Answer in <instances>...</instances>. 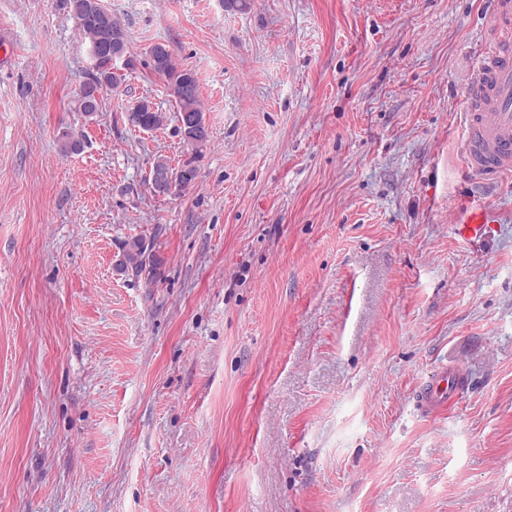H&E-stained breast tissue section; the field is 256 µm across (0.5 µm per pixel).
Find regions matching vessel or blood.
<instances>
[{
    "mask_svg": "<svg viewBox=\"0 0 512 512\" xmlns=\"http://www.w3.org/2000/svg\"><path fill=\"white\" fill-rule=\"evenodd\" d=\"M493 26L497 36L466 93L461 154L468 172L505 179L512 177V25L497 16ZM495 222L492 210L478 202L457 220L453 233L470 242L488 237ZM467 390V378L459 370L443 366L421 385L418 403L423 412L436 414L459 403Z\"/></svg>",
    "mask_w": 512,
    "mask_h": 512,
    "instance_id": "obj_1",
    "label": "vessel or blood"
}]
</instances>
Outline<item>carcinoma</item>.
Wrapping results in <instances>:
<instances>
[{
  "label": "carcinoma",
  "instance_id": "obj_1",
  "mask_svg": "<svg viewBox=\"0 0 512 512\" xmlns=\"http://www.w3.org/2000/svg\"><path fill=\"white\" fill-rule=\"evenodd\" d=\"M70 12L76 20L79 34L89 47L97 49L93 56L94 66L81 85L73 100V110L90 119L102 109L104 93L119 84L116 69L117 62L131 68L133 59L127 56L128 33L125 25L112 15V10L105 7L102 0H67ZM147 65L151 71L167 82L169 96L178 116H186L188 123L178 128L184 142L191 147L192 157L186 161L190 168L181 176V182L187 184L196 181L198 168L193 162L202 155L210 142L209 130L206 128L201 106L198 83L189 71L176 66L169 46L164 43L154 44L148 51ZM125 118L131 126L142 131H155L168 121L167 113L155 108L147 100L138 101L126 113ZM59 150L65 155L79 154L85 147L82 132L67 127L58 137ZM178 169L170 166L167 159L158 156L154 159L149 173L151 188L158 194H167L162 176L175 175ZM157 260L148 253L143 238L136 237L124 243L119 268L123 272L133 271L137 274L154 266Z\"/></svg>",
  "mask_w": 512,
  "mask_h": 512
}]
</instances>
